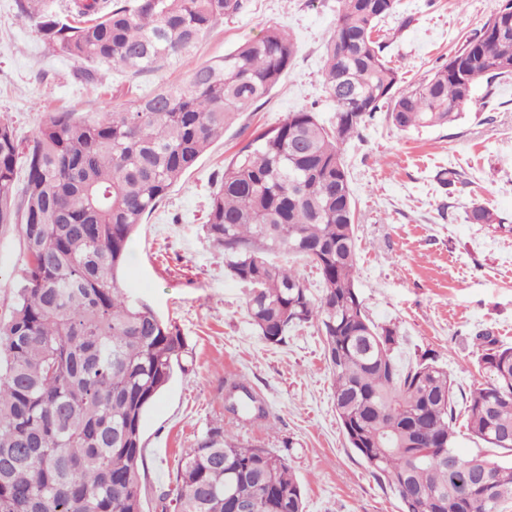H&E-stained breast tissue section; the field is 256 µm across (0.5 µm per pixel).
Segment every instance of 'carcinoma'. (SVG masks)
<instances>
[{
  "mask_svg": "<svg viewBox=\"0 0 512 512\" xmlns=\"http://www.w3.org/2000/svg\"><path fill=\"white\" fill-rule=\"evenodd\" d=\"M322 84L336 123L288 113L224 165L204 224L224 266L251 287L247 315L263 338L312 325L334 376L350 447L387 480L401 512H506L512 462L456 452L448 371L421 356L403 366L396 330L374 323L356 292L355 207L343 146L385 110L402 131L456 121L476 88L512 79V12L494 13L466 50L427 79L399 87L374 37L397 0H338ZM53 53L81 64L151 71L195 48L243 0H17ZM292 37L267 27L192 73L189 86L138 96L97 116L51 112L27 144L0 119V225L19 224L28 261L10 319L0 323V512H142L143 414L183 368L179 328L119 284L130 239L224 127L250 111L293 63ZM24 186L17 187L19 168ZM475 224L505 227L486 208ZM285 255L313 264L321 295ZM487 382L465 398L476 439L512 453V346L479 337ZM224 408L264 418L237 379ZM179 512H232L227 489L256 512H303L287 460L214 428L179 462Z\"/></svg>",
  "mask_w": 512,
  "mask_h": 512,
  "instance_id": "carcinoma-1",
  "label": "carcinoma"
}]
</instances>
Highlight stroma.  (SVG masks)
I'll list each match as a JSON object with an SVG mask.
<instances>
[{
	"instance_id": "stroma-1",
	"label": "stroma",
	"mask_w": 512,
	"mask_h": 512,
	"mask_svg": "<svg viewBox=\"0 0 512 512\" xmlns=\"http://www.w3.org/2000/svg\"><path fill=\"white\" fill-rule=\"evenodd\" d=\"M502 0H398L379 23L380 40L405 82L435 69L477 34ZM337 0H246L189 54L135 74L99 66L87 84L78 63L50 54L36 28L20 22L16 0H0V117L29 139L50 112L94 115L169 85L275 25L295 57L254 111L224 129L132 238L120 284L175 324L188 352L142 420L144 512H175L181 457L216 427L238 442L283 455L298 479L305 512H400L399 499L350 448L333 404L334 379L315 327L267 342L246 314L249 290L224 267L202 226L218 172L257 130L311 108L325 126L335 110L321 82ZM343 156L358 217L355 287L377 324L395 326L402 362L436 356L465 397L486 383L476 336L512 344V81L493 95L475 91L461 119L401 131L385 113L361 128ZM455 168L464 180L441 188L435 174ZM480 204L510 224H473ZM27 257L19 225H0V321L16 304ZM243 380L265 403L267 420H238L224 410V382Z\"/></svg>"
}]
</instances>
